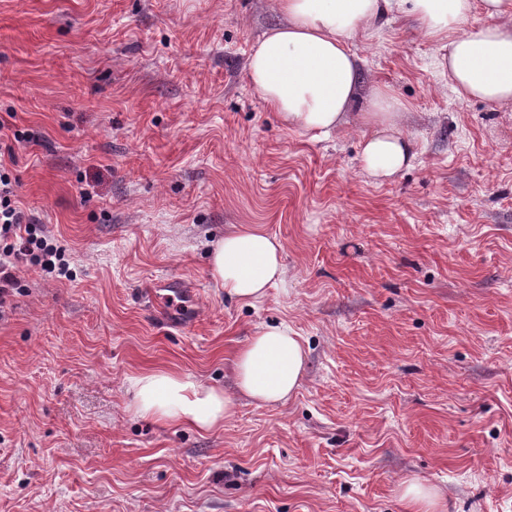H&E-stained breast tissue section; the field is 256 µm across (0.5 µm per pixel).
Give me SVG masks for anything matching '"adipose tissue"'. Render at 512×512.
<instances>
[{
	"label": "adipose tissue",
	"mask_w": 512,
	"mask_h": 512,
	"mask_svg": "<svg viewBox=\"0 0 512 512\" xmlns=\"http://www.w3.org/2000/svg\"><path fill=\"white\" fill-rule=\"evenodd\" d=\"M282 23L266 30L248 56L246 78L284 127L328 137L347 120L367 128L361 174L394 180L415 158L401 131L405 103L390 89L365 87L352 41L400 19L435 46L433 64L458 99L512 103V0H274ZM484 22H473L474 13ZM283 243L241 225L211 251L210 272L227 297L250 305L285 281ZM304 349L288 324L257 327L234 360L240 394L262 405L288 401L301 385ZM136 412L207 432L233 414L234 396L202 378L148 371L133 377Z\"/></svg>",
	"instance_id": "obj_1"
}]
</instances>
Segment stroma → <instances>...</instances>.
I'll return each mask as SVG.
<instances>
[{
	"label": "stroma",
	"mask_w": 512,
	"mask_h": 512,
	"mask_svg": "<svg viewBox=\"0 0 512 512\" xmlns=\"http://www.w3.org/2000/svg\"><path fill=\"white\" fill-rule=\"evenodd\" d=\"M272 0H0V139L19 205L71 275L34 266L0 310V512H512V103L462 101L403 22L356 37L417 156L359 172L362 129L283 127L245 79ZM284 245L252 307L210 251ZM192 283L184 298L168 283ZM301 336L286 404L200 432L136 413L146 371L234 392L257 326ZM403 499L416 512H436L437 499L430 489L416 483H409L404 490Z\"/></svg>",
	"instance_id": "obj_1"
}]
</instances>
